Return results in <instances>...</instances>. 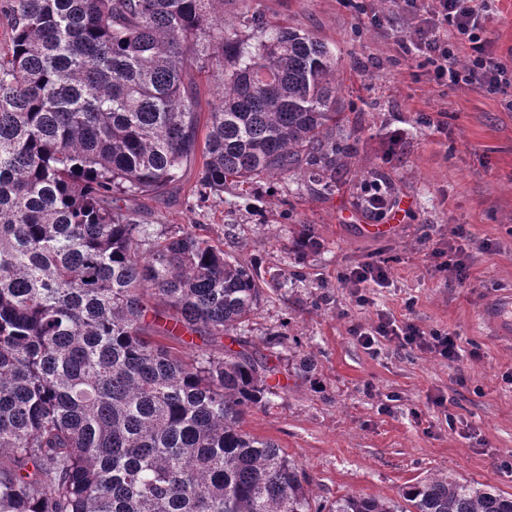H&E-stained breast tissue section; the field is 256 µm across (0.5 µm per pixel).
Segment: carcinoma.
I'll list each match as a JSON object with an SVG mask.
<instances>
[{"label":"carcinoma","instance_id":"cac0c4a2","mask_svg":"<svg viewBox=\"0 0 512 512\" xmlns=\"http://www.w3.org/2000/svg\"><path fill=\"white\" fill-rule=\"evenodd\" d=\"M0 53V512H512V494L433 475L400 500L342 495L243 429L275 367L232 335L262 296L194 227V195L351 165L336 56L224 0H5ZM221 88L198 122L188 70ZM189 335L186 361L159 336ZM230 343L224 344V337ZM239 349H234V346Z\"/></svg>","mask_w":512,"mask_h":512}]
</instances>
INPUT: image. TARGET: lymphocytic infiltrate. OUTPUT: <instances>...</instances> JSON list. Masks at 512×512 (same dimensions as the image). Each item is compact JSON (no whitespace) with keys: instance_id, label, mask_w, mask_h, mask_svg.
Masks as SVG:
<instances>
[{"instance_id":"1","label":"lymphocytic infiltrate","mask_w":512,"mask_h":512,"mask_svg":"<svg viewBox=\"0 0 512 512\" xmlns=\"http://www.w3.org/2000/svg\"><path fill=\"white\" fill-rule=\"evenodd\" d=\"M492 0H391L392 15L415 20L411 42L425 54L436 83L461 82L474 88L500 86L505 74L501 61L485 49L479 32L489 18ZM365 346L380 337L397 339L401 346L416 347L453 360L459 355L457 334L425 332L407 321L395 324L378 319L360 331Z\"/></svg>"}]
</instances>
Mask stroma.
Returning <instances> with one entry per match:
<instances>
[{"label":"stroma","instance_id":"35a3bbf8","mask_svg":"<svg viewBox=\"0 0 512 512\" xmlns=\"http://www.w3.org/2000/svg\"><path fill=\"white\" fill-rule=\"evenodd\" d=\"M245 3L328 44L356 158L331 193L286 178L246 199L203 202L189 197L191 166L179 191L144 215L154 230L194 225L260 270L263 295L240 334L269 356L277 393L246 415L244 430L302 465L320 503L395 500L404 486L448 473L512 494V340L478 322L480 307L512 288V84L437 85L422 54L402 53L406 24L373 25L388 0H224L225 19ZM492 9L482 37L512 70V0ZM375 184L387 191L381 215L364 205ZM458 224L462 284L448 270V229ZM308 229L319 248L300 249ZM375 261L388 266L385 284L342 282ZM381 314L457 333L459 358L386 338L365 349L356 331ZM305 356L315 367L303 375Z\"/></svg>","mask_w":512,"mask_h":512}]
</instances>
